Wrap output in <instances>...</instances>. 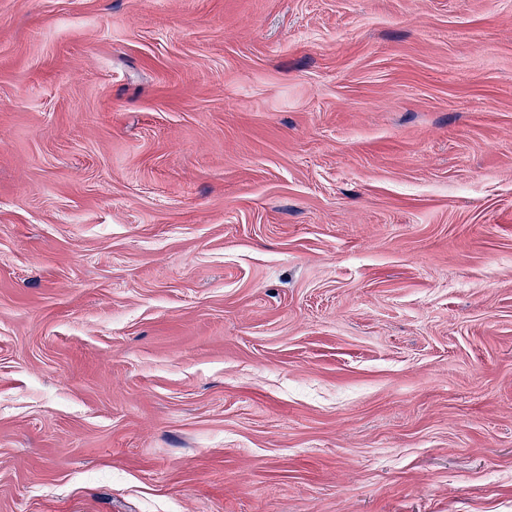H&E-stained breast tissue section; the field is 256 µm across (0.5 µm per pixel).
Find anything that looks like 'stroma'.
Masks as SVG:
<instances>
[{"label": "stroma", "instance_id": "obj_1", "mask_svg": "<svg viewBox=\"0 0 512 512\" xmlns=\"http://www.w3.org/2000/svg\"><path fill=\"white\" fill-rule=\"evenodd\" d=\"M0 512H512V0H0Z\"/></svg>", "mask_w": 512, "mask_h": 512}]
</instances>
